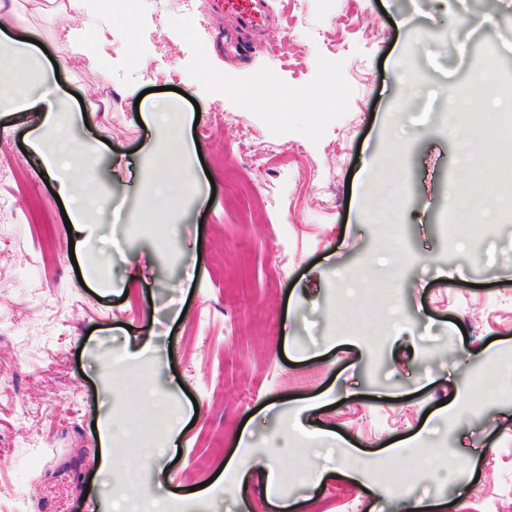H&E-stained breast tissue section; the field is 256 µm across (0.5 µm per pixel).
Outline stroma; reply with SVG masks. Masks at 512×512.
I'll return each mask as SVG.
<instances>
[{
    "instance_id": "35a3bbf8",
    "label": "stroma",
    "mask_w": 512,
    "mask_h": 512,
    "mask_svg": "<svg viewBox=\"0 0 512 512\" xmlns=\"http://www.w3.org/2000/svg\"><path fill=\"white\" fill-rule=\"evenodd\" d=\"M270 2L241 62L215 42L250 0L198 12L89 0L73 24L111 27L104 72L69 61L56 16L11 21L9 35L34 31L36 59L57 66L35 89L75 111L70 133L95 153L108 205L71 252L57 185L31 149L38 115L0 112V160H21L0 178V512H40L50 496L68 512H113L127 479L151 484L126 452L104 477L96 429L111 413L145 430L148 382L166 392L159 432L175 416L182 427L156 457L164 512H276L261 470L241 483L224 464L244 429L267 460L266 437L288 430L269 404L298 400L339 442L304 451L319 485L277 486L297 512H390L420 498L512 512V128L490 97L448 96L483 45L498 49L491 72L512 66V0L490 13L477 0ZM266 83L289 102L247 99ZM330 85L338 104L309 100ZM105 96L110 111H92ZM166 110L196 145L183 164L201 192L170 210L147 190L166 138L150 115ZM492 190L501 205L489 216L475 201ZM452 223L476 225L480 244L450 236ZM354 269L368 290L351 289ZM376 312L385 335L342 326ZM147 328L152 350L118 368L128 333ZM482 374L497 395L475 386ZM398 441L447 462V483L371 481L368 468L405 467ZM342 450L363 461L358 476L338 471ZM204 482L210 495L195 496Z\"/></svg>"
}]
</instances>
